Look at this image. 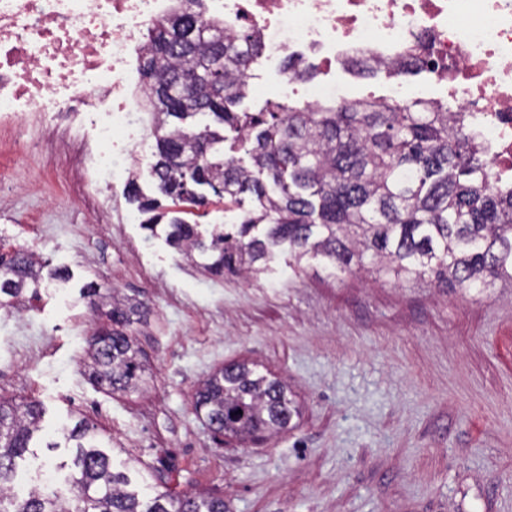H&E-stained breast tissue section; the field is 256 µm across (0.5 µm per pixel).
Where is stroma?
Returning <instances> with one entry per match:
<instances>
[{
	"instance_id": "35a3bbf8",
	"label": "stroma",
	"mask_w": 512,
	"mask_h": 512,
	"mask_svg": "<svg viewBox=\"0 0 512 512\" xmlns=\"http://www.w3.org/2000/svg\"><path fill=\"white\" fill-rule=\"evenodd\" d=\"M279 69L256 64L241 110L279 100ZM329 78L350 100L387 98L393 83L353 66ZM96 132L86 112L0 119V244L72 275L0 309V400L41 401L48 434L86 418L133 485L209 491L227 512H512L511 288L395 283L317 260L294 272L284 253L253 278L209 275L134 217L130 181L154 193L151 129L134 175L94 191ZM92 281L135 309L138 390L86 373L110 323L80 296ZM238 361L284 379L300 406L275 438L220 444L194 412L201 383Z\"/></svg>"
}]
</instances>
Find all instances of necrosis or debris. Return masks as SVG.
Returning <instances> with one entry per match:
<instances>
[{"label": "necrosis or debris", "mask_w": 512, "mask_h": 512, "mask_svg": "<svg viewBox=\"0 0 512 512\" xmlns=\"http://www.w3.org/2000/svg\"><path fill=\"white\" fill-rule=\"evenodd\" d=\"M182 0H0V116L95 112V172L129 173L147 89L133 64L149 26ZM205 18L251 29L264 59L323 67L358 63L394 77L426 68L447 89L448 109L488 159L493 179L512 177V0H207ZM126 147L116 148L117 136Z\"/></svg>", "instance_id": "necrosis-or-debris-1"}]
</instances>
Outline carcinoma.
<instances>
[{
    "mask_svg": "<svg viewBox=\"0 0 512 512\" xmlns=\"http://www.w3.org/2000/svg\"><path fill=\"white\" fill-rule=\"evenodd\" d=\"M202 0H185L179 13L151 24L140 56L143 78L153 80L152 123L157 152L150 176L171 200L205 201L209 188L238 211L234 230L205 237L171 212L166 241L205 257L214 274H258L279 252L288 267L319 259L334 272L353 269L374 279L434 276L440 285L482 291L500 282L512 288V187L492 182L483 153L472 146L453 113L419 101L388 105L360 100L318 110L277 101L262 112L239 111L246 74L259 54L249 30L219 37L224 22L202 20ZM212 115L200 129L187 120ZM249 165L224 157L227 136ZM144 227L156 234L158 200L131 183ZM43 265L15 252L0 267V306L38 293ZM89 304L109 307L114 328L92 336L90 377L114 391L142 382L135 339L124 328L126 310L95 282ZM194 409L215 430L231 429L242 442L288 429L298 410L280 380L246 363L225 366L198 389ZM37 401H0V512H226L224 498L206 492L175 496L157 490L147 501L112 464L97 427L85 419L56 428L61 440L45 448L71 449L65 496L51 485L13 492L18 462L43 430Z\"/></svg>",
    "mask_w": 512,
    "mask_h": 512,
    "instance_id": "cac0c4a2",
    "label": "carcinoma"
}]
</instances>
